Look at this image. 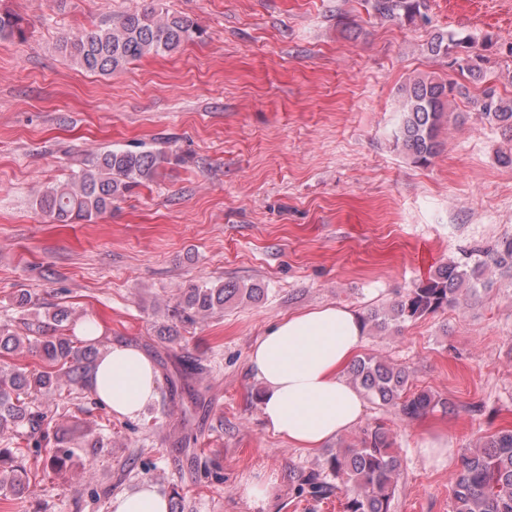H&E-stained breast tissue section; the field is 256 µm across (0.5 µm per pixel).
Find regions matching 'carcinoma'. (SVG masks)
<instances>
[{"mask_svg": "<svg viewBox=\"0 0 512 512\" xmlns=\"http://www.w3.org/2000/svg\"><path fill=\"white\" fill-rule=\"evenodd\" d=\"M367 12L389 20L421 19L429 22L426 0H365ZM202 34L194 21L154 7L118 14L109 24L72 34L62 49L74 65L86 72L117 74L147 54L172 52ZM23 18L0 11V40L27 39ZM473 38L454 31H437L426 43L429 56L450 59L459 73L472 84L487 82L488 59L472 52ZM405 99L396 146L416 165L426 166L439 154V137L449 120L463 122L466 113L456 112L458 97H468L464 84L435 75L418 76L403 88ZM482 119L508 133L512 143V98L487 87L470 100ZM170 155L150 150H108L90 158L79 171L46 188L36 199V208L48 219L73 224L90 221L112 212L135 188L154 181L170 164ZM499 271L512 277V236L487 246L464 250L461 257L438 267L389 307L374 310L364 319L383 332L399 328L456 308L487 289V273ZM261 294L256 285H197L182 294L179 313L208 315L235 299H252ZM30 298L20 293L16 310L22 315L26 334L20 336L0 326V357L27 349L39 355L43 370L14 366L0 369V437L17 440L25 447L0 448V488L16 496L31 494V456L47 440L53 447L41 458V477L49 479L67 470L79 453L104 449L103 438L94 437L74 445L65 431L51 430V421L27 402L34 396L88 389L89 373L98 358L97 349H78L60 336L48 335L70 318L66 308L43 314L31 312ZM349 381L365 396L397 414L414 421L437 407L452 413L455 406L428 391H410V372L384 359L364 356L348 370ZM401 475V449L394 447L389 429L382 422L363 430L357 443L330 453L321 467L310 472L298 493L328 500L344 495V512H391ZM452 512H512V430H500L484 437L476 448L464 450L461 469L451 488Z\"/></svg>", "mask_w": 512, "mask_h": 512, "instance_id": "carcinoma-1", "label": "carcinoma"}]
</instances>
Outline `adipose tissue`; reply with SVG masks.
Wrapping results in <instances>:
<instances>
[{
	"label": "adipose tissue",
	"mask_w": 512,
	"mask_h": 512,
	"mask_svg": "<svg viewBox=\"0 0 512 512\" xmlns=\"http://www.w3.org/2000/svg\"><path fill=\"white\" fill-rule=\"evenodd\" d=\"M364 345L362 318L341 305L316 307L273 323L249 353L263 386L268 428L308 451L350 431L363 415L364 400L347 381L345 369ZM90 385L115 416L133 418L156 399L159 378L140 349L116 344L97 359ZM112 512H168V500L145 481L116 496Z\"/></svg>",
	"instance_id": "obj_1"
}]
</instances>
